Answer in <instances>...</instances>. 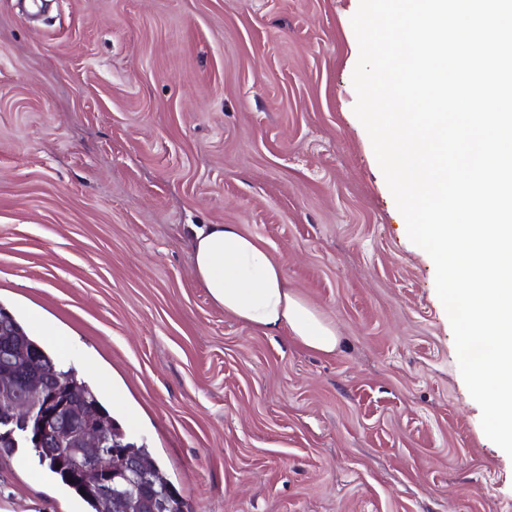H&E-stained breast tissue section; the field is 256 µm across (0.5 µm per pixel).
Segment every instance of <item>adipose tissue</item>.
Segmentation results:
<instances>
[{
	"label": "adipose tissue",
	"mask_w": 512,
	"mask_h": 512,
	"mask_svg": "<svg viewBox=\"0 0 512 512\" xmlns=\"http://www.w3.org/2000/svg\"><path fill=\"white\" fill-rule=\"evenodd\" d=\"M191 249L196 278L226 314L264 335L335 353V324L289 287L283 261L256 238L234 224H208L195 229Z\"/></svg>",
	"instance_id": "adipose-tissue-1"
}]
</instances>
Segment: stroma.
<instances>
[{"instance_id": "35a3bbf8", "label": "stroma", "mask_w": 512, "mask_h": 512, "mask_svg": "<svg viewBox=\"0 0 512 512\" xmlns=\"http://www.w3.org/2000/svg\"><path fill=\"white\" fill-rule=\"evenodd\" d=\"M359 0H0V304L192 512H512L430 256L353 112ZM235 224L334 354L215 306L190 227ZM83 505L33 451L0 503Z\"/></svg>"}]
</instances>
